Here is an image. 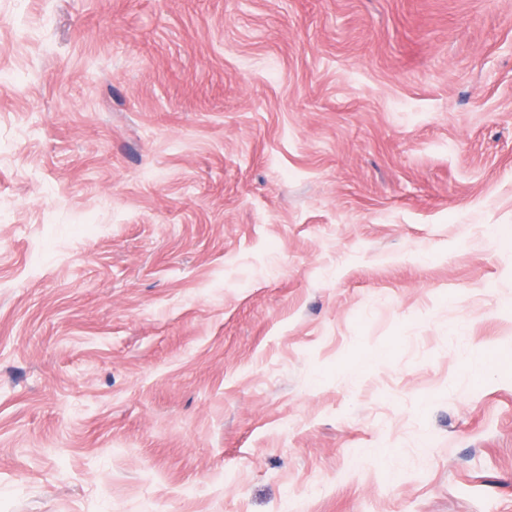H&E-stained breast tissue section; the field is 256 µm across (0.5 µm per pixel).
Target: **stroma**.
<instances>
[{"mask_svg": "<svg viewBox=\"0 0 512 512\" xmlns=\"http://www.w3.org/2000/svg\"><path fill=\"white\" fill-rule=\"evenodd\" d=\"M0 512H512V0H0Z\"/></svg>", "mask_w": 512, "mask_h": 512, "instance_id": "35a3bbf8", "label": "stroma"}]
</instances>
